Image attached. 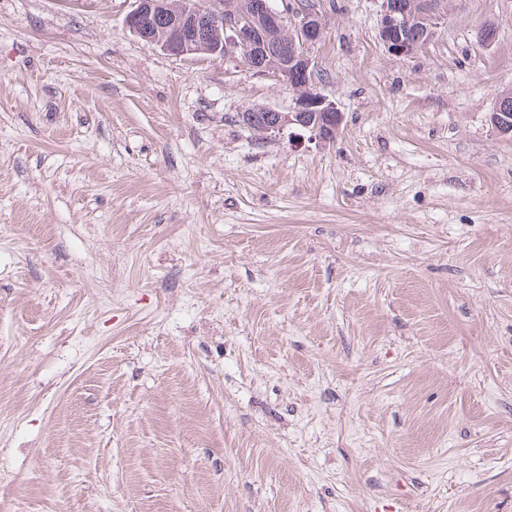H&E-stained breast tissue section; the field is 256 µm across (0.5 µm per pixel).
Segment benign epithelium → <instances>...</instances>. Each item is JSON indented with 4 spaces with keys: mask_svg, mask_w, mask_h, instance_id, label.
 I'll list each match as a JSON object with an SVG mask.
<instances>
[{
    "mask_svg": "<svg viewBox=\"0 0 512 512\" xmlns=\"http://www.w3.org/2000/svg\"><path fill=\"white\" fill-rule=\"evenodd\" d=\"M380 39L397 55L425 45L399 34L401 19L412 12L435 34L442 16L438 0H381ZM325 12L318 0H133L126 17L129 32L175 56L219 54L241 59L257 73H273L297 92L295 107L281 113L255 107L240 115L243 123L265 135H279L292 126L308 130L319 142L336 139L342 113L322 94L315 81L312 49L325 30Z\"/></svg>",
    "mask_w": 512,
    "mask_h": 512,
    "instance_id": "7a95c632",
    "label": "benign epithelium"
}]
</instances>
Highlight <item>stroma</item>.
<instances>
[{"label":"stroma","instance_id":"35a3bbf8","mask_svg":"<svg viewBox=\"0 0 512 512\" xmlns=\"http://www.w3.org/2000/svg\"><path fill=\"white\" fill-rule=\"evenodd\" d=\"M271 74L132 0H0V502L12 512H512V0H378ZM381 26L380 39L387 46L388 50L397 55H409L424 46L435 34L442 16L438 11V0H381ZM414 13L422 18L429 36L425 41L403 38L405 36L416 37L422 34V30L411 22L409 26H402V17L408 13Z\"/></svg>","mask_w":512,"mask_h":512}]
</instances>
